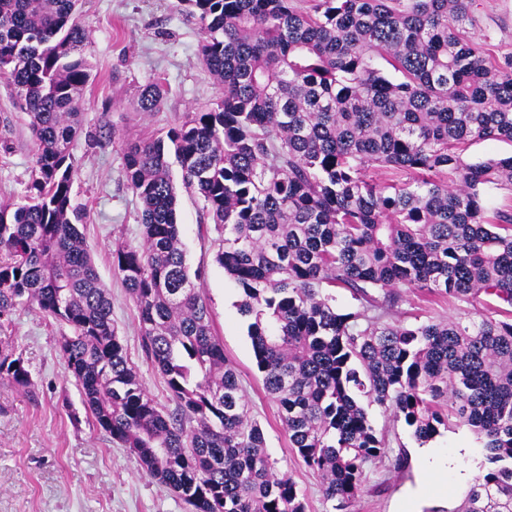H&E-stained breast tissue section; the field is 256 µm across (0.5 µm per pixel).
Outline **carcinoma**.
<instances>
[{
    "label": "carcinoma",
    "instance_id": "obj_1",
    "mask_svg": "<svg viewBox=\"0 0 512 512\" xmlns=\"http://www.w3.org/2000/svg\"><path fill=\"white\" fill-rule=\"evenodd\" d=\"M79 0H0V77L27 117L35 165L0 202V328L20 306L65 326L60 352L99 429L192 512H306L277 470L224 357L177 223L171 159L219 233L216 262L242 292L256 365L292 448L348 512L387 454L368 408L428 441L454 422L492 467L458 512H512V156L464 162L470 141L512 143V58L467 38L471 0H185L216 82L214 106L124 149L142 243L112 250L145 358L176 404L158 406L112 324L74 205L94 65ZM158 81L136 109L162 102ZM374 166L409 175L383 186ZM453 174L450 183L441 176ZM336 287L360 305L336 308ZM467 304L446 321H390L397 289ZM503 307L481 311V296ZM22 357L0 378L29 384Z\"/></svg>",
    "mask_w": 512,
    "mask_h": 512
}]
</instances>
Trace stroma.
<instances>
[{
	"label": "stroma",
	"mask_w": 512,
	"mask_h": 512,
	"mask_svg": "<svg viewBox=\"0 0 512 512\" xmlns=\"http://www.w3.org/2000/svg\"><path fill=\"white\" fill-rule=\"evenodd\" d=\"M471 15L470 37L489 40L497 57L512 56V0H472ZM79 17L90 34L87 52L94 64L84 122L102 128L108 142H74L73 198L85 213L83 233L112 297V322L147 391L171 412L175 403L142 352L135 305L112 267L115 246L142 242L141 206L127 185L123 153L127 141L167 131L184 113L215 100L218 89L201 61L200 30L180 0H80ZM155 79L167 90L162 103L153 112L136 111L140 90ZM35 153L25 116L0 81V201L23 194ZM201 207L196 197L179 191L186 260L203 273L215 334L237 369L278 470L292 474L306 512H332L319 478L291 448L264 390L249 320L238 310L241 294L215 261L217 233ZM61 333L59 324L26 307L0 329V350L20 354L30 371L24 389L0 379V512H191L170 488L143 475L135 455L96 427L60 353ZM369 415L389 448L368 464L366 487L350 512H405L420 470L418 442L403 420L375 406Z\"/></svg>",
	"instance_id": "1"
}]
</instances>
